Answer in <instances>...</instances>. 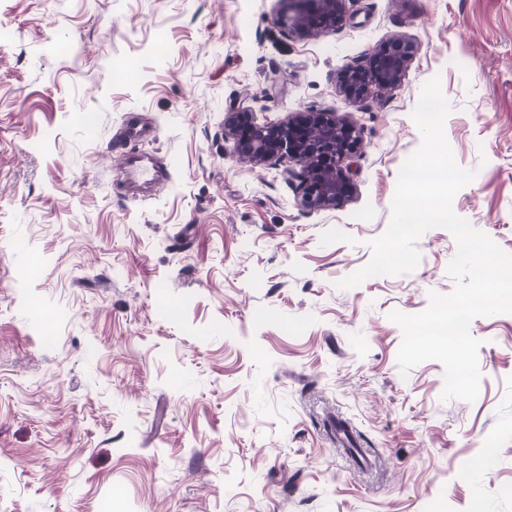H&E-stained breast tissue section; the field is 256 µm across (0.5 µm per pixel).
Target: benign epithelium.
Wrapping results in <instances>:
<instances>
[{"instance_id": "7a95c632", "label": "benign epithelium", "mask_w": 512, "mask_h": 512, "mask_svg": "<svg viewBox=\"0 0 512 512\" xmlns=\"http://www.w3.org/2000/svg\"><path fill=\"white\" fill-rule=\"evenodd\" d=\"M348 0H288L291 15L284 19L288 33L305 39L331 33L342 25ZM416 43L392 38L372 54L366 67L357 63L339 71L341 92L351 100L363 99L372 87L395 88L415 57ZM224 135L236 153L258 164L297 159L304 163L300 178V205L307 210L333 209L347 200L352 186L342 163L361 148L354 123L331 112H297L279 123L259 124L246 110H233L224 120Z\"/></svg>"}]
</instances>
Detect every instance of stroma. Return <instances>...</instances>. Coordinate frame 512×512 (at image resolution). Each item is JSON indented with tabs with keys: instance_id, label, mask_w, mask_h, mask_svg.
<instances>
[{
	"instance_id": "stroma-1",
	"label": "stroma",
	"mask_w": 512,
	"mask_h": 512,
	"mask_svg": "<svg viewBox=\"0 0 512 512\" xmlns=\"http://www.w3.org/2000/svg\"><path fill=\"white\" fill-rule=\"evenodd\" d=\"M288 7L0 0V512H512V314L471 323L474 402L442 399L440 363L397 362L389 315L452 290L453 235L335 286L389 225L435 77L476 173L453 209L512 253V0H348L311 39ZM395 34L417 44L402 83L345 97L339 69ZM241 105L352 121V196L308 211L299 162L241 159ZM132 154L164 181L128 184Z\"/></svg>"
}]
</instances>
